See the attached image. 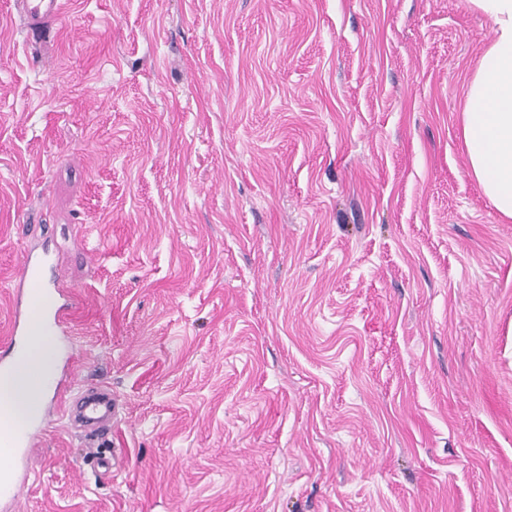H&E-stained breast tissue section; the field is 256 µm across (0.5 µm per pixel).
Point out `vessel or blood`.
I'll return each instance as SVG.
<instances>
[{"label":"vessel or blood","instance_id":"1","mask_svg":"<svg viewBox=\"0 0 512 512\" xmlns=\"http://www.w3.org/2000/svg\"><path fill=\"white\" fill-rule=\"evenodd\" d=\"M19 16L30 32H42L61 19L63 0H16ZM49 253L26 250L24 260L13 277L11 317L4 330L9 344L29 336L31 304H39L45 327L56 336L65 335L71 328L80 302L68 291L62 276L52 270ZM64 373L52 383V403L68 420L70 428H83L90 440L102 439L112 430V421L118 415L119 403L110 386L97 384L84 396L79 408L64 402V395L73 386L71 364H64ZM41 426L29 421L16 429H0V456L9 460L8 469L0 471V512H8L10 505L23 492L27 474L21 473L20 462L40 444Z\"/></svg>","mask_w":512,"mask_h":512}]
</instances>
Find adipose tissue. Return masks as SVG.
<instances>
[{"instance_id":"adipose-tissue-1","label":"adipose tissue","mask_w":512,"mask_h":512,"mask_svg":"<svg viewBox=\"0 0 512 512\" xmlns=\"http://www.w3.org/2000/svg\"><path fill=\"white\" fill-rule=\"evenodd\" d=\"M492 24L493 36L465 88L461 133L473 177L504 218L512 219V0H468ZM55 348L41 323L30 343L0 373V423L20 422L38 408L39 390L21 386L30 375L52 377Z\"/></svg>"}]
</instances>
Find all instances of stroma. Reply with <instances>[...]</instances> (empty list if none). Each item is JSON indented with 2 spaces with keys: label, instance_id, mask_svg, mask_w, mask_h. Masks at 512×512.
Masks as SVG:
<instances>
[{
  "label": "stroma",
  "instance_id": "obj_1",
  "mask_svg": "<svg viewBox=\"0 0 512 512\" xmlns=\"http://www.w3.org/2000/svg\"><path fill=\"white\" fill-rule=\"evenodd\" d=\"M0 0V328L80 298L116 463L48 417L13 512H512V220L468 0ZM19 17L32 33L42 32L61 19L64 11L62 0H16ZM46 268L51 270L49 278L44 276ZM12 283L11 317L3 331L10 345L29 336L33 320L29 317V307L32 304L34 310V302L39 297L41 319L54 336H64L72 327L80 302L68 291L49 253L27 248Z\"/></svg>",
  "mask_w": 512,
  "mask_h": 512
}]
</instances>
